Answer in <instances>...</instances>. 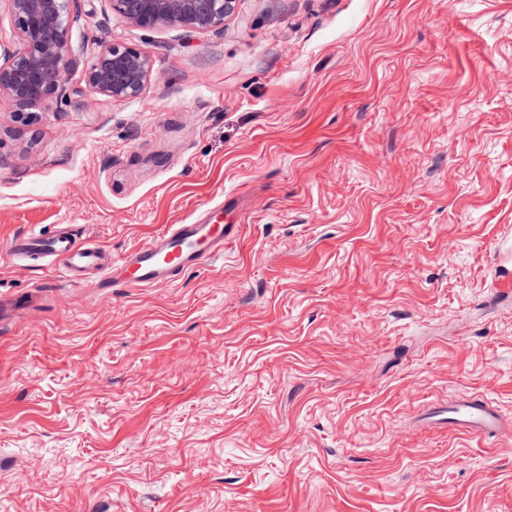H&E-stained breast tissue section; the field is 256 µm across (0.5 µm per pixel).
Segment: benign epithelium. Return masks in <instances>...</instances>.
Here are the masks:
<instances>
[{"label": "benign epithelium", "instance_id": "1", "mask_svg": "<svg viewBox=\"0 0 512 512\" xmlns=\"http://www.w3.org/2000/svg\"><path fill=\"white\" fill-rule=\"evenodd\" d=\"M21 48L0 64V99L13 111H48L67 99L66 72L77 48L68 31L73 0H8ZM126 25L142 30L181 27L207 33L224 27L235 0H104ZM152 74L150 59L125 42L105 45L84 72L88 92L125 100L138 97Z\"/></svg>", "mask_w": 512, "mask_h": 512}]
</instances>
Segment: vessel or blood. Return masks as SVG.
<instances>
[{
    "instance_id": "b4317fda",
    "label": "vessel or blood",
    "mask_w": 512,
    "mask_h": 512,
    "mask_svg": "<svg viewBox=\"0 0 512 512\" xmlns=\"http://www.w3.org/2000/svg\"><path fill=\"white\" fill-rule=\"evenodd\" d=\"M241 227L220 221L168 225L150 242L115 256L98 244H78L70 229L45 237L36 233L13 239V259L38 260L62 271L74 284L94 281L97 288H134L170 284L186 272L202 267L235 240ZM437 426L470 437L500 436L506 428L497 411L485 400L460 396L437 411Z\"/></svg>"
}]
</instances>
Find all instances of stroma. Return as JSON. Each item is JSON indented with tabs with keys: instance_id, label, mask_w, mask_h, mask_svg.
Here are the masks:
<instances>
[{
	"instance_id": "35a3bbf8",
	"label": "stroma",
	"mask_w": 512,
	"mask_h": 512,
	"mask_svg": "<svg viewBox=\"0 0 512 512\" xmlns=\"http://www.w3.org/2000/svg\"><path fill=\"white\" fill-rule=\"evenodd\" d=\"M57 111L0 101V512H512V0H236L140 30L75 0ZM153 65L86 91L102 44ZM239 238L104 294L11 240L119 255L224 198ZM152 74L150 59L125 42L105 45L84 72L88 92L125 100L138 97ZM435 424L448 427L449 432L482 438L502 436L507 432L497 411L476 396H460L448 400V405L436 412Z\"/></svg>"
}]
</instances>
